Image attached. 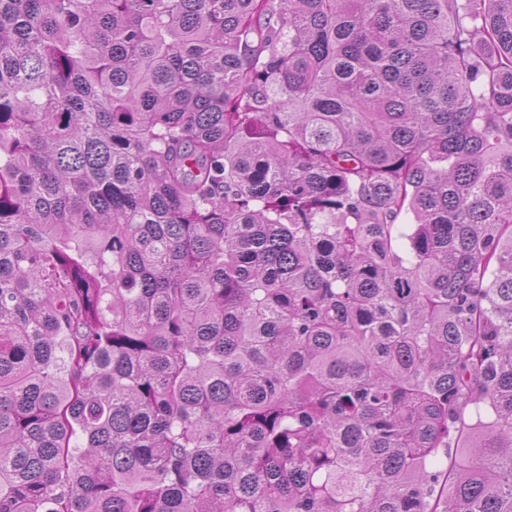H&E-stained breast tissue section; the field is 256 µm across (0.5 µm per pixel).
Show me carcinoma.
Instances as JSON below:
<instances>
[{"instance_id": "carcinoma-1", "label": "carcinoma", "mask_w": 512, "mask_h": 512, "mask_svg": "<svg viewBox=\"0 0 512 512\" xmlns=\"http://www.w3.org/2000/svg\"><path fill=\"white\" fill-rule=\"evenodd\" d=\"M0 512H512V0H0Z\"/></svg>"}]
</instances>
